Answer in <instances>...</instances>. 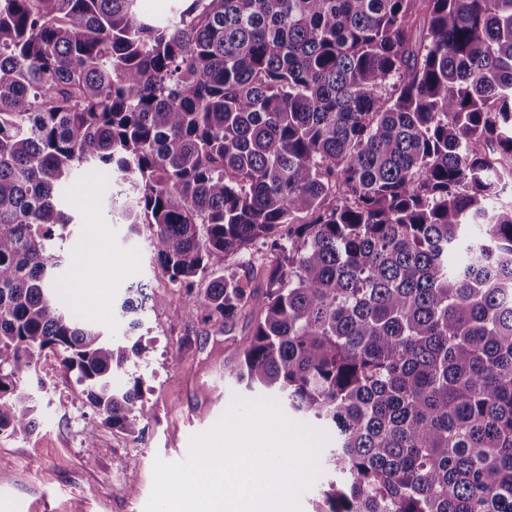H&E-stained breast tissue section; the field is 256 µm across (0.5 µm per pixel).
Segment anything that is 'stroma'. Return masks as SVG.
Masks as SVG:
<instances>
[{
    "instance_id": "1",
    "label": "stroma",
    "mask_w": 512,
    "mask_h": 512,
    "mask_svg": "<svg viewBox=\"0 0 512 512\" xmlns=\"http://www.w3.org/2000/svg\"><path fill=\"white\" fill-rule=\"evenodd\" d=\"M66 197L73 222L64 244L67 279L63 304L82 319L99 324L126 345H148L146 361L129 365L117 383L142 376L150 415L139 437L99 425L96 462L84 459L83 432L94 414L73 377L62 370L55 354L42 355L38 373L44 387L38 395L40 422L29 435L0 437V512H13L25 498L44 504L48 512H144L152 485L155 459L179 461L191 450V434L211 429L241 388L228 377L225 364L251 334L250 315L232 326L203 324L186 315V298L156 263L149 233L130 234L107 207L102 176L76 171ZM98 247L93 263H84L88 239ZM146 284L155 297L143 315L138 335L127 334L116 312L128 286ZM136 467H125L127 457ZM137 494L118 493L121 485Z\"/></svg>"
}]
</instances>
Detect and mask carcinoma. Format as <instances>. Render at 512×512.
<instances>
[{
	"instance_id": "cac0c4a2",
	"label": "carcinoma",
	"mask_w": 512,
	"mask_h": 512,
	"mask_svg": "<svg viewBox=\"0 0 512 512\" xmlns=\"http://www.w3.org/2000/svg\"><path fill=\"white\" fill-rule=\"evenodd\" d=\"M80 168L189 318L258 312L229 374L333 438L319 512H512V0H0V435L47 350L149 418L57 300ZM181 0H139V11L148 19L164 22L181 7Z\"/></svg>"
}]
</instances>
